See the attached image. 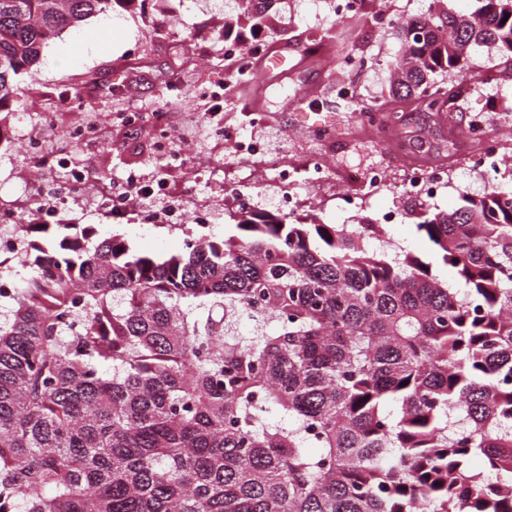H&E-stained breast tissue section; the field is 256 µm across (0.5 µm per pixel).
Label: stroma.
<instances>
[{"label":"stroma","mask_w":512,"mask_h":512,"mask_svg":"<svg viewBox=\"0 0 512 512\" xmlns=\"http://www.w3.org/2000/svg\"><path fill=\"white\" fill-rule=\"evenodd\" d=\"M396 20L384 30L376 29L370 13H357L344 19L330 17L324 0H272L265 15L275 42L309 44L317 42L318 54L305 60L308 70L326 66L324 78L309 83L288 77L282 85L265 90L257 81L243 83L241 101H225L224 120L241 135L260 137L259 129L242 118L241 103L260 92L261 110L268 126L286 142L283 150L289 159H301L319 152L320 145L312 132L327 128L336 146L332 163L342 175L360 174L374 166H382L390 177L382 192L364 199L359 212L342 210L329 190L299 183L296 190L307 197L309 205L301 217L325 224H352L358 217L378 220L382 210L397 207L403 214L399 224L385 227L384 243L392 251L426 254L428 240L416 230L424 212L454 209L460 192L481 196L490 189L512 190V178L492 173L485 184L469 183L462 168L466 163L463 131L472 112L485 113L490 133L503 137L506 151L512 155V93L502 86L512 78V62L483 46L472 47L464 62L463 76L470 93L444 112H424L415 98L395 93V76L389 65L405 46L400 23L437 8L448 14L476 12L480 0H376ZM253 26L241 16L232 0H128L115 8L110 20L96 19L88 32H64L51 40L41 59L18 76L25 91V102L13 108L4 131L6 142L0 145V200L33 196L26 179L31 161L14 140L19 132L37 128L40 113L63 110L97 112L109 117L117 112L136 109L150 112L166 105L175 126H183L188 112L203 111L197 92L212 89L224 81V35L249 37ZM354 52L368 66L353 72L342 71L339 59ZM180 61L179 77L182 94L169 91L167 73L173 61ZM128 91L120 97L98 94V86L114 80L118 65ZM347 79L360 87L363 100L378 108L402 113L403 123L393 136L385 138L370 126L356 124L355 108L336 107L334 86ZM79 82L87 93L81 104H64L62 88ZM105 144L84 145L76 154L79 161L96 163L107 155V168L113 180H120L128 165L136 164L145 174H155L157 163L152 153V133L143 127L133 135L114 126H106ZM447 169L449 182L433 198L412 199L402 192L403 176L409 164ZM70 224H92L98 239L119 234L139 249L165 254L180 248L181 232H167L135 222L116 225L105 215L91 209L71 213Z\"/></svg>","instance_id":"obj_1"}]
</instances>
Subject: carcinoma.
Wrapping results in <instances>:
<instances>
[{
    "label": "carcinoma",
    "mask_w": 512,
    "mask_h": 512,
    "mask_svg": "<svg viewBox=\"0 0 512 512\" xmlns=\"http://www.w3.org/2000/svg\"><path fill=\"white\" fill-rule=\"evenodd\" d=\"M128 0H0V112L46 43ZM403 25L426 112L473 45L512 61V0ZM382 225L256 213L154 255L22 224L0 305V512H512V199ZM448 269L464 288L433 273Z\"/></svg>",
    "instance_id": "obj_1"
}]
</instances>
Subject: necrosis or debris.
Wrapping results in <instances>:
<instances>
[{"label": "necrosis or debris", "instance_id": "necrosis-or-debris-1", "mask_svg": "<svg viewBox=\"0 0 512 512\" xmlns=\"http://www.w3.org/2000/svg\"><path fill=\"white\" fill-rule=\"evenodd\" d=\"M60 119L59 113L44 112L39 116V131L26 135L21 146L25 154L38 161L36 187L40 196L53 198L50 206L37 208L35 215L39 223L53 224L58 222L63 208L72 209L92 207L106 212L112 221L123 224L135 217L130 197L112 192L100 191L91 178L88 166L74 162L72 152L99 133L97 124L85 115L74 118L67 123L61 138L53 145H46L44 135L53 131ZM119 126L133 129L150 125L153 139L160 145L156 153L159 172L150 181H143L137 168H129L125 174L132 186L147 184L152 198L172 202L173 207L164 216V221L176 227L182 224H210L217 216L216 210L207 207H190L187 194L176 195L171 190L168 174L171 170H186L196 179L211 177L213 167L192 151L173 154L167 143L172 130L164 114H145L136 110L117 116ZM467 137L474 142L475 148L469 157V169L473 172L491 174L504 160L501 143L498 137L488 132L486 121L481 114L471 115L466 126ZM225 163L234 168L246 169L255 173L266 183L276 189L273 202L283 215L289 216L297 211L300 196L295 190L298 180H305L311 185L334 183L336 175L325 155L319 154L307 160L303 171L289 164L286 157L272 153L266 143L256 138L242 137L233 128L224 130ZM64 171L65 182H57L56 171Z\"/></svg>", "mask_w": 512, "mask_h": 512}]
</instances>
